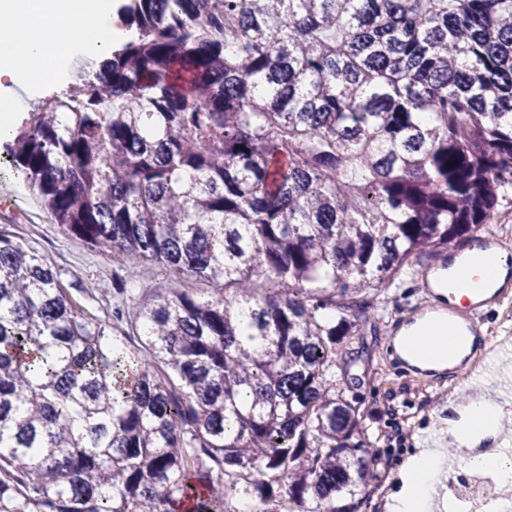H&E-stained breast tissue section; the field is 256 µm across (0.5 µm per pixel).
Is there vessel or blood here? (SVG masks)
<instances>
[{
  "mask_svg": "<svg viewBox=\"0 0 512 512\" xmlns=\"http://www.w3.org/2000/svg\"><path fill=\"white\" fill-rule=\"evenodd\" d=\"M499 247L498 240L490 234H481L471 245L457 248L449 256L440 257L428 263L421 271L422 291L425 295L423 306L399 320L392 330V355L395 362L408 373L418 377L445 378L451 376L468 353L459 349L449 354L447 360H421L414 358L405 346L408 336L430 324H445L456 335L462 336L470 344L483 343L480 328L481 317L491 304L512 296V264L504 271L493 272L487 288L462 297L452 288L444 287L437 279V272L447 270L455 263H469L473 252L491 253Z\"/></svg>",
  "mask_w": 512,
  "mask_h": 512,
  "instance_id": "1",
  "label": "vessel or blood"
}]
</instances>
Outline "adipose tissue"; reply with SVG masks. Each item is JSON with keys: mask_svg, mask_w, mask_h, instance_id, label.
<instances>
[{"mask_svg": "<svg viewBox=\"0 0 512 512\" xmlns=\"http://www.w3.org/2000/svg\"><path fill=\"white\" fill-rule=\"evenodd\" d=\"M118 34L99 0H0V138L11 133V114L21 103L13 85L41 82L66 58L88 73L98 72ZM503 409L496 401L470 400L461 419L448 423L456 447H472L499 429ZM442 454H426L401 477L387 512H426L427 492L444 473Z\"/></svg>", "mask_w": 512, "mask_h": 512, "instance_id": "obj_1", "label": "adipose tissue"}]
</instances>
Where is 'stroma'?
I'll return each mask as SVG.
<instances>
[{
	"label": "stroma",
	"instance_id": "obj_1",
	"mask_svg": "<svg viewBox=\"0 0 512 512\" xmlns=\"http://www.w3.org/2000/svg\"><path fill=\"white\" fill-rule=\"evenodd\" d=\"M72 73L71 64L62 62L48 80L23 84L19 90L22 106L14 112V122H21L41 97L66 88ZM3 224L49 257L77 305L96 307L98 294L93 285L102 279L110 288L135 291L143 300L152 294L153 281L139 277L137 265L115 266L110 256L68 238L52 224L42 203L22 179L9 173L0 179ZM432 258L429 251L412 257L392 283L373 298L366 310L368 322L363 336L370 355L345 375L349 395L359 406L372 457L368 467L373 478L368 485L373 492L363 512H386V499L401 487L399 468L403 464L433 450H449L457 458L464 455L463 449L448 447V412L453 402L467 400V392L409 376L391 356L389 322L418 305L423 295L420 270ZM399 428L406 434L405 441L398 448L387 446L386 436Z\"/></svg>",
	"mask_w": 512,
	"mask_h": 512
}]
</instances>
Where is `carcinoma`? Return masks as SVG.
<instances>
[{
	"label": "carcinoma",
	"mask_w": 512,
	"mask_h": 512,
	"mask_svg": "<svg viewBox=\"0 0 512 512\" xmlns=\"http://www.w3.org/2000/svg\"><path fill=\"white\" fill-rule=\"evenodd\" d=\"M118 12L106 73L4 159L64 234L168 279L119 336L0 226V512H361L336 366L379 287L512 187V0Z\"/></svg>",
	"instance_id": "1"
}]
</instances>
